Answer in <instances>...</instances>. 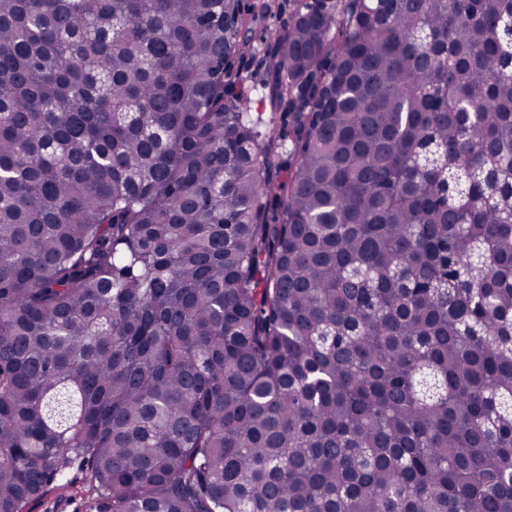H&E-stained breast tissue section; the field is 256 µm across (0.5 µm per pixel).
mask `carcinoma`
<instances>
[{
    "label": "carcinoma",
    "instance_id": "cac0c4a2",
    "mask_svg": "<svg viewBox=\"0 0 512 512\" xmlns=\"http://www.w3.org/2000/svg\"><path fill=\"white\" fill-rule=\"evenodd\" d=\"M0 0V512H512V0ZM274 7L267 12L257 27L252 49L240 60L246 75L262 74L265 69L266 43L264 35L269 32L283 30L290 23L291 0H274ZM55 485L62 489L52 491L42 502L29 504L27 512H90L88 507L93 489L85 464L77 462Z\"/></svg>",
    "mask_w": 512,
    "mask_h": 512
}]
</instances>
